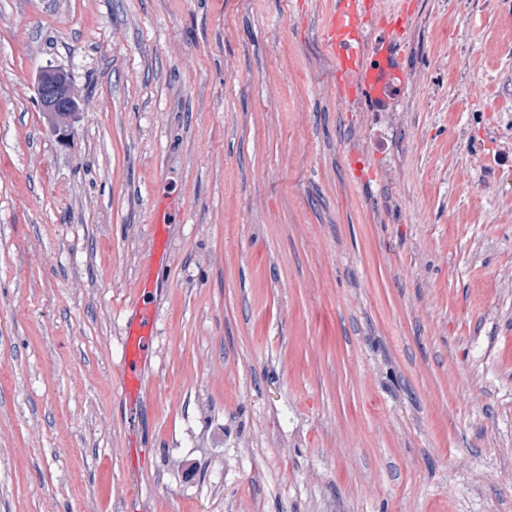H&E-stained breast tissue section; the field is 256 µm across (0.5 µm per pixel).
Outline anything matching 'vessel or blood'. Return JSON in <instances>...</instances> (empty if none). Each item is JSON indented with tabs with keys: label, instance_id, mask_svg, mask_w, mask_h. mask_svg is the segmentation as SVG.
<instances>
[{
	"label": "vessel or blood",
	"instance_id": "1",
	"mask_svg": "<svg viewBox=\"0 0 512 512\" xmlns=\"http://www.w3.org/2000/svg\"><path fill=\"white\" fill-rule=\"evenodd\" d=\"M407 19L404 11L380 15L374 8V0H330L318 34L332 64L342 106L352 108L363 99L383 102L396 91L399 72L389 66L388 60L406 37ZM375 27L380 29L381 37L376 54L371 57L364 51V39L366 31ZM139 288L135 315L126 325L121 363V393L132 402L144 393V358L152 343L155 320L152 281L142 279Z\"/></svg>",
	"mask_w": 512,
	"mask_h": 512
}]
</instances>
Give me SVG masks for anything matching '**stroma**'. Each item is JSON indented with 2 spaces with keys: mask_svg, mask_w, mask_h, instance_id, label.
<instances>
[{
  "mask_svg": "<svg viewBox=\"0 0 512 512\" xmlns=\"http://www.w3.org/2000/svg\"><path fill=\"white\" fill-rule=\"evenodd\" d=\"M440 1L394 117L330 0H0V512H512V0ZM47 81L59 83L64 86L67 91L66 99L65 90L56 86L45 85L39 96L40 102L44 108L61 106L66 99V105L63 110L50 112L60 123H63L70 113H72L78 98L76 97L70 78L66 73L57 70H46L41 76L40 85L42 86ZM140 292L135 302V316L126 325L124 353L121 363V393L126 400L136 402L144 393L143 367L145 353L152 343L155 309L151 301L153 282L140 281Z\"/></svg>",
  "mask_w": 512,
  "mask_h": 512,
  "instance_id": "1",
  "label": "stroma"
}]
</instances>
